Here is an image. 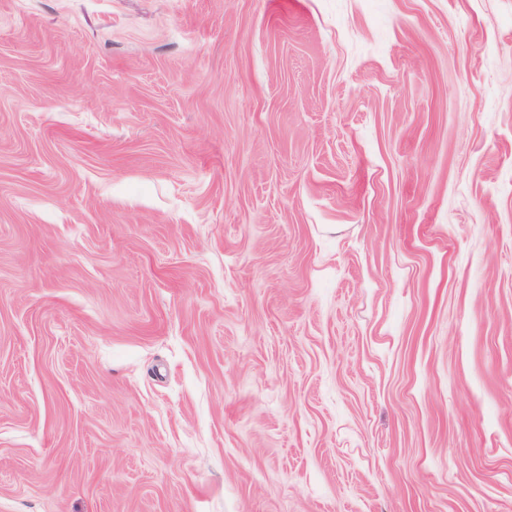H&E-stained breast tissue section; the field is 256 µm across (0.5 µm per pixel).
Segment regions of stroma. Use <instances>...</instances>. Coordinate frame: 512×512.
Returning a JSON list of instances; mask_svg holds the SVG:
<instances>
[{
	"label": "stroma",
	"mask_w": 512,
	"mask_h": 512,
	"mask_svg": "<svg viewBox=\"0 0 512 512\" xmlns=\"http://www.w3.org/2000/svg\"><path fill=\"white\" fill-rule=\"evenodd\" d=\"M0 512H512V0H0Z\"/></svg>",
	"instance_id": "1"
}]
</instances>
